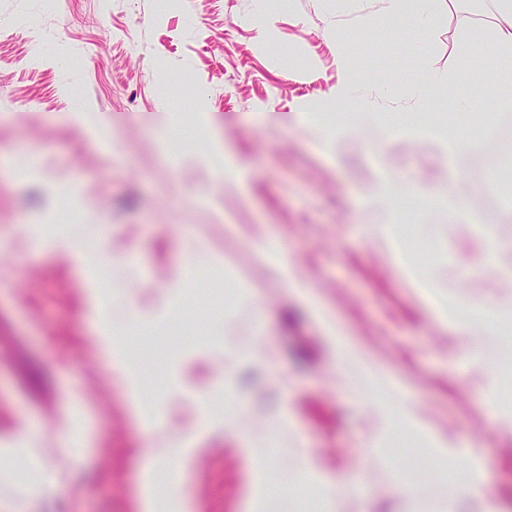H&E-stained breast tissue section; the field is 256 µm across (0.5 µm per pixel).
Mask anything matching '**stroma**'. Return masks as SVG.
Instances as JSON below:
<instances>
[{
    "label": "stroma",
    "mask_w": 512,
    "mask_h": 512,
    "mask_svg": "<svg viewBox=\"0 0 512 512\" xmlns=\"http://www.w3.org/2000/svg\"><path fill=\"white\" fill-rule=\"evenodd\" d=\"M336 0H0V440L22 424L42 429L39 447L71 486L39 512H137L144 482L165 478L168 459L143 447L135 398L116 376L99 323L123 326L121 309L92 312L97 277L136 286L150 321L127 353L147 362L142 392L167 436L190 432L197 400L233 377L245 408L202 434L185 471L199 512H247L252 464L245 439H272L267 468L292 512H480L451 474L417 467L428 450L414 435L383 432L361 397L370 375L381 390L484 461L502 512H512V287L484 264L485 247L512 246V208L475 192L481 167L460 156L457 185L481 224H452L418 205L405 226L420 270L459 307L485 310L493 328L462 336L436 321L370 232L385 212L369 198L386 173L421 185L448 181V162L410 132L427 113L409 91L423 66L454 64L457 32L486 33L489 0H457L432 35L411 18H374L344 42L358 92L380 86L384 120L321 144L312 118L336 84V47L321 25ZM286 46L272 53L245 19L256 8ZM137 33L135 42L123 33ZM178 106L165 115L164 101ZM102 117L101 132L70 121ZM223 143L237 176L216 183L196 157ZM65 226L74 249L33 250L30 238ZM281 243L294 271L357 350L334 361L293 280L265 260L259 241ZM195 271L180 292L183 263ZM270 343L265 361L231 368L228 347ZM91 429L80 460L57 439ZM323 471L347 480L335 503L311 497L299 446ZM414 484V496L404 488Z\"/></svg>",
    "instance_id": "obj_1"
}]
</instances>
